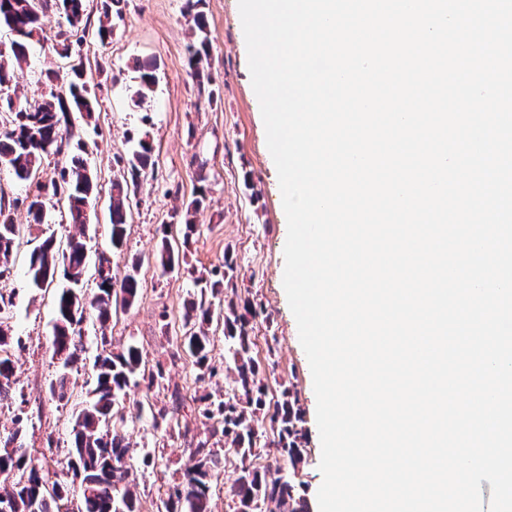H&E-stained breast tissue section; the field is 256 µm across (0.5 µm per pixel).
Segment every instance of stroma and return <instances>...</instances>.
<instances>
[{"mask_svg": "<svg viewBox=\"0 0 512 512\" xmlns=\"http://www.w3.org/2000/svg\"><path fill=\"white\" fill-rule=\"evenodd\" d=\"M186 0H122L121 15L112 21V37L100 43L95 35L103 0H86L87 29L74 43L70 58L60 57L51 37L66 29L58 11L42 20L47 41L32 44L19 73V93L48 94L46 70L67 73L83 63L92 96L99 106L92 119L68 116L74 142L84 143L87 165L94 175V207L88 223V268L80 285L86 295L96 290L99 255H106L117 276L135 274L140 293L131 306L114 305L112 319L100 325L87 314L77 328L81 358L70 373L73 394L59 400L50 385L62 371L53 354V294L35 288L27 277V259L42 233L66 241L75 228L68 224L56 198H47L46 222L25 235L10 259L0 293L12 297L14 397L0 403V437L22 417V440L45 469L57 471L71 448L75 415L96 384L93 367L102 340L112 351L135 344L147 366L163 364L167 385L130 386L121 425L134 458L162 456L161 468L135 465L140 512H158L167 485L179 482L193 463L197 441L223 450L224 435L198 412L202 395L219 399L234 379V365L224 358V330L206 325L210 338L212 374L201 375L191 358L177 352L173 338L182 329L185 302L196 292L198 277H211L232 256L233 285L239 298L260 307L253 319V355L275 367L277 381L291 383L305 414L304 459L299 466L308 512H319L317 492L323 482L319 469L321 444L316 423V396L295 317L283 287L287 221L277 170L267 146L260 104L253 90L238 0H202L209 23L211 94L199 92L188 67L193 40ZM152 65L157 83L140 105L132 97L139 88L138 68ZM152 144L150 167L126 204L127 231L121 248L110 243L109 198L114 178L127 171L126 161L138 139ZM204 203L193 216L196 232L180 249V266L162 273L158 251L163 236L179 237L188 204ZM186 397L181 415L192 420L193 436H185L170 420L156 421L170 408L171 392Z\"/></svg>", "mask_w": 512, "mask_h": 512, "instance_id": "stroma-1", "label": "stroma"}]
</instances>
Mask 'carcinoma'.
<instances>
[{"instance_id":"1","label":"carcinoma","mask_w":512,"mask_h":512,"mask_svg":"<svg viewBox=\"0 0 512 512\" xmlns=\"http://www.w3.org/2000/svg\"><path fill=\"white\" fill-rule=\"evenodd\" d=\"M201 0H187V7L195 29V40L189 45V67L198 84H203L205 68L209 65L210 44L208 23L198 11ZM65 13L69 26L79 29L85 0H55ZM23 29L22 36L11 45L6 56V68L17 77L25 60L27 44L35 37L47 39L42 17L37 14L35 0H0V27ZM155 84V67L140 68L138 96ZM97 102L87 92L84 71L80 64L70 68V78L61 91L50 92V97L28 99L18 96V81H13L8 93L0 95V112L10 116L12 132L0 135V164L19 181L35 184L36 194L28 206L30 223H44L43 193L61 195L67 203L72 224L80 230L79 236L60 245L54 235L46 236L28 258V275L34 286L43 288L53 283L57 269L63 268L70 286L55 295L56 317L53 324V354L61 357L68 369L78 363V344L73 326L84 318L86 308L74 299V291L85 271L86 228L88 208L94 195V181L84 160L73 157L70 165L60 170V181L44 183L36 179L45 151L25 148L24 141L36 136L52 143V153H64L62 122L67 113L78 112L90 119ZM152 148L140 141L138 149L127 160L131 179L112 182V247L122 246L126 235V202L137 186L140 175L151 165ZM22 227L14 223L10 209L0 201V278L8 271V260L16 247ZM180 260V252L169 241L159 251L163 269H172ZM140 284L128 273L115 286L111 273H101L98 292L88 302L101 323L109 321L113 301L121 299L124 306L132 305ZM253 309L250 301L238 302L234 296L214 301L205 292L184 306L183 324L187 327L180 347L194 359L201 371H212L208 365L210 339L195 331L197 322L210 323L215 318L224 325V353L234 363V385L224 391V399L213 401L204 396L203 416L217 419L224 433V458L239 461V475L232 494L231 512H307L299 495L301 482L297 480L298 466L303 461L302 444L305 439V417L293 386L280 385L279 397L269 396L268 386L262 384L265 366L257 361L252 350L254 342L248 315ZM13 336L0 334V402L13 398L14 363L11 359ZM142 355L133 344L120 353L103 349L96 357L94 368L97 384L89 400L75 417L72 449L62 462V469L80 479L84 486L82 498L75 512H139L138 497L130 477L133 455L125 437L113 420L125 418L124 396L130 384L146 382V388L160 386L165 381V369L157 363L148 372L141 371ZM264 411L263 419L257 412ZM268 424L282 456L288 459L291 470L272 471L261 465L255 452L257 442L265 436L260 422ZM12 438L0 441V501L9 504L10 512H69L67 485L51 480L49 473L34 457L13 456L8 452ZM196 463L187 468L181 481L168 486L163 512H210V497L214 482L218 481L217 453L200 441L194 448Z\"/></svg>"}]
</instances>
